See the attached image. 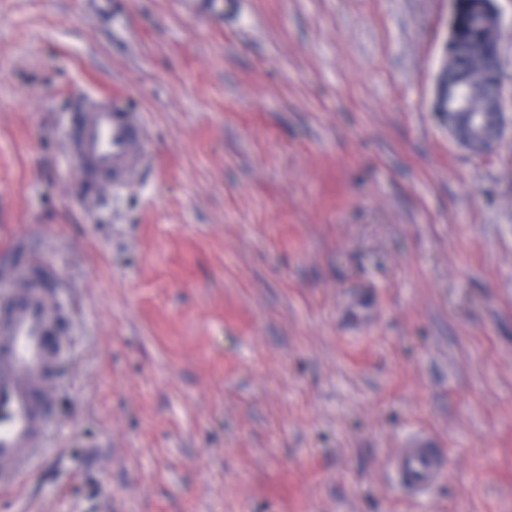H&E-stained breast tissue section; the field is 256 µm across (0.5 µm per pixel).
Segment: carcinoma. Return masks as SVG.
<instances>
[{
    "instance_id": "1",
    "label": "carcinoma",
    "mask_w": 512,
    "mask_h": 512,
    "mask_svg": "<svg viewBox=\"0 0 512 512\" xmlns=\"http://www.w3.org/2000/svg\"><path fill=\"white\" fill-rule=\"evenodd\" d=\"M463 22L453 47L455 64L448 71V84L463 91L470 100L471 113L481 110L479 102L486 101L495 92L491 73L495 69L492 59L484 58L481 43L486 33L483 18L471 8L467 0H461Z\"/></svg>"
}]
</instances>
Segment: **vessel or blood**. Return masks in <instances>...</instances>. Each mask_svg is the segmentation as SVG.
Segmentation results:
<instances>
[{"mask_svg":"<svg viewBox=\"0 0 512 512\" xmlns=\"http://www.w3.org/2000/svg\"><path fill=\"white\" fill-rule=\"evenodd\" d=\"M67 149L88 195L133 184L150 153L142 113L122 95L84 96L69 120ZM65 312L41 267L13 263L0 279V495L17 494L48 444L51 396L68 351ZM407 496H431L449 473L448 461L424 433L407 437L388 458Z\"/></svg>","mask_w":512,"mask_h":512,"instance_id":"1","label":"vessel or blood"}]
</instances>
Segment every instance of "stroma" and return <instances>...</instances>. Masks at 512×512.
<instances>
[{
    "mask_svg": "<svg viewBox=\"0 0 512 512\" xmlns=\"http://www.w3.org/2000/svg\"><path fill=\"white\" fill-rule=\"evenodd\" d=\"M449 0H0V242L71 312L0 512H512V132L431 110ZM152 154L82 196L84 93ZM434 438L408 500L386 459ZM390 472L411 499L431 496L449 476L448 461L425 433L410 435L388 458Z\"/></svg>",
    "mask_w": 512,
    "mask_h": 512,
    "instance_id": "obj_1",
    "label": "stroma"
}]
</instances>
